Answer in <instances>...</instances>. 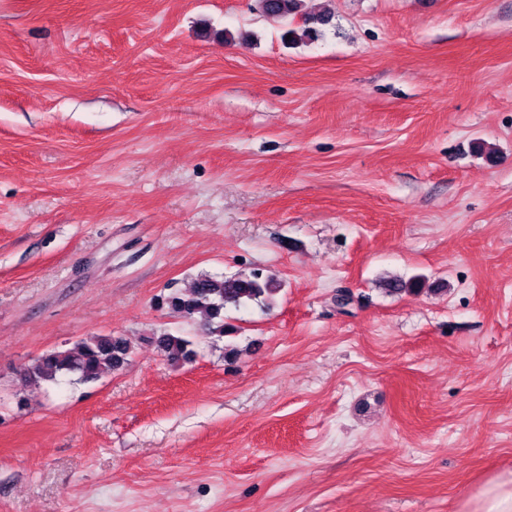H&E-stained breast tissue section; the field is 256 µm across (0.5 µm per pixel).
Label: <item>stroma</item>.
I'll list each match as a JSON object with an SVG mask.
<instances>
[{
    "mask_svg": "<svg viewBox=\"0 0 512 512\" xmlns=\"http://www.w3.org/2000/svg\"><path fill=\"white\" fill-rule=\"evenodd\" d=\"M256 270L224 338L164 305ZM109 334L123 369L22 380ZM511 473L512 0H0V512H461ZM261 10L273 18H286L299 12L301 0H259ZM331 18L325 13H320L305 18L304 27L299 30L291 29L287 31V35L291 34V41L301 42L310 38L313 34H317L322 31V27L330 25ZM321 26V27H319ZM163 356L171 362L190 361L196 354L193 342L185 336L164 332L151 338Z\"/></svg>",
    "mask_w": 512,
    "mask_h": 512,
    "instance_id": "stroma-1",
    "label": "stroma"
}]
</instances>
